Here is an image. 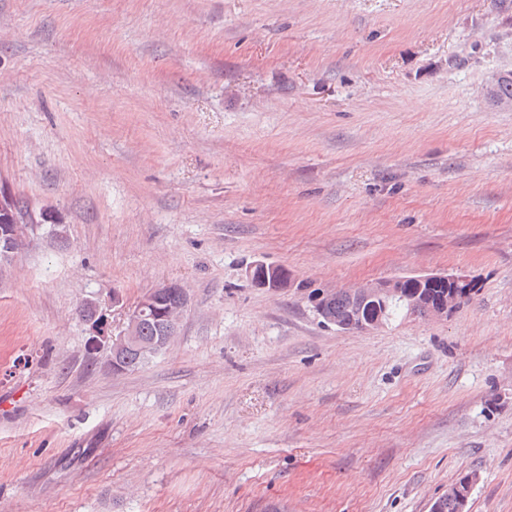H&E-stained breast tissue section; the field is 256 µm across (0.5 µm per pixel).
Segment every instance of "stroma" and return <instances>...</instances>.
Instances as JSON below:
<instances>
[{"mask_svg": "<svg viewBox=\"0 0 512 512\" xmlns=\"http://www.w3.org/2000/svg\"><path fill=\"white\" fill-rule=\"evenodd\" d=\"M505 71L512 0H0V190L54 216L0 263V512H512ZM446 270L441 320L307 301ZM169 282L112 374L84 300L117 336ZM511 74V75H510ZM512 76V73H499L492 76L490 85L493 86L497 84L499 81H502L503 79H507ZM490 100L492 98H498V97H507V98H500L495 99L494 103L495 106L498 107H510L512 108V77L507 80H503L502 82L495 85L493 88L489 90ZM162 288L163 291L168 293H179L182 297V310L185 311L189 305V297L185 289L177 282H170L154 291L156 295L160 296L166 306L175 312L180 307V299L174 294L163 293ZM154 293L147 294L139 301L134 311L130 314L124 331L120 336L115 337L109 334L106 327L103 326L104 321L101 318L102 315H100L97 303L92 300L85 303L88 304L93 313V317L87 319L90 325L87 348L92 353H96L101 349L109 350V353H111L109 369L112 371V374L126 372L122 363L123 355L126 359L127 370L143 365L153 356L144 355L139 348H129L130 345L137 343L139 336H141V341L146 343L150 342L154 336L155 330L150 324L142 327L140 335L138 334L144 322H154L157 328V336H154L153 340L145 345L144 349L146 351L152 353L161 351L166 347L169 337L176 335L181 319L177 318L174 313H167L165 310L160 309ZM127 348L129 349L126 351ZM467 478L468 477H465L464 479H462L455 485L451 486V487H454V486L457 487L456 492L460 496V500H462V498H465V500L469 499L468 497L470 495L471 489H472L473 485L478 481V478L471 479L468 483L465 484L466 492H461V491L459 492V487L464 488V486H465L464 482L467 481ZM460 500L457 495L443 494L437 498L435 503H438V505H439V509H440L439 512H467L466 508H467L468 502L465 505Z\"/></svg>", "mask_w": 512, "mask_h": 512, "instance_id": "stroma-1", "label": "stroma"}]
</instances>
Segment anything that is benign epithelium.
Wrapping results in <instances>:
<instances>
[{
    "label": "benign epithelium",
    "mask_w": 512,
    "mask_h": 512,
    "mask_svg": "<svg viewBox=\"0 0 512 512\" xmlns=\"http://www.w3.org/2000/svg\"><path fill=\"white\" fill-rule=\"evenodd\" d=\"M19 224H1L0 223V260H7L15 252L14 241ZM253 266L246 269V275L253 280V283L260 288H267L272 291H278L282 288L291 287L292 280L287 279L277 273L266 276L263 279H255L252 275ZM415 279L422 283L435 284L445 283L452 288V293L441 302L427 306L425 318L438 320L448 317L455 308L458 307L460 299L458 291L461 288H469L472 281L465 275L454 272H431L415 276ZM401 278L378 279L366 281L350 286V293L358 295L365 299L380 298L384 295H390ZM337 293L334 288H319L309 297L311 309L323 316V323L328 325L333 323L330 317L324 315V306ZM93 317L87 319L90 325L89 336L87 338V348L95 353L101 349H107L110 353L109 369L114 374L125 372L123 364V355L130 345L136 343L139 339V329L143 323L151 321L157 328V336L145 345V350L152 353L159 352L166 347L169 337L176 335L180 319L173 313H168L158 307V301L154 293L144 296L137 304L134 311L128 318L127 325L118 336H112L104 326L99 308L96 302L88 301Z\"/></svg>",
    "instance_id": "1"
}]
</instances>
